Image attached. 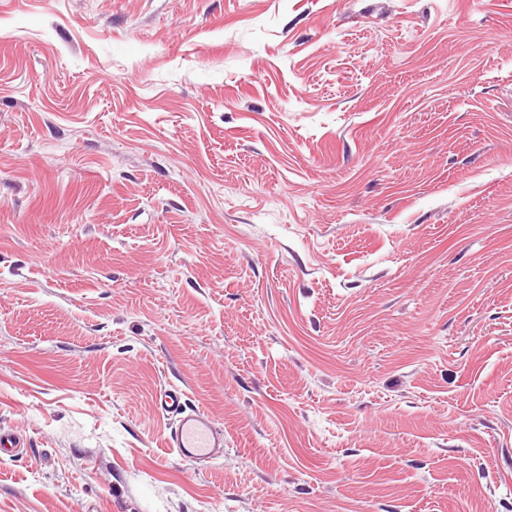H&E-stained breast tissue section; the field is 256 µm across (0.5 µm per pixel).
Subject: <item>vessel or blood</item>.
<instances>
[{"instance_id": "obj_1", "label": "vessel or blood", "mask_w": 512, "mask_h": 512, "mask_svg": "<svg viewBox=\"0 0 512 512\" xmlns=\"http://www.w3.org/2000/svg\"><path fill=\"white\" fill-rule=\"evenodd\" d=\"M161 404L174 417L166 445L186 461L204 463L223 457L224 435L212 418L190 408L177 388L165 389Z\"/></svg>"}]
</instances>
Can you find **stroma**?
<instances>
[{"mask_svg":"<svg viewBox=\"0 0 512 512\" xmlns=\"http://www.w3.org/2000/svg\"><path fill=\"white\" fill-rule=\"evenodd\" d=\"M1 429L0 512H512V0H0ZM160 399L161 405L175 417L166 448L173 449L181 459L195 463L223 457L224 434L210 416L190 408L180 389H164Z\"/></svg>","mask_w":512,"mask_h":512,"instance_id":"stroma-1","label":"stroma"}]
</instances>
